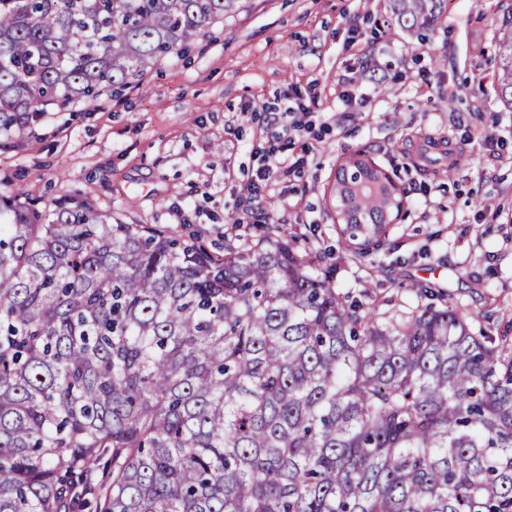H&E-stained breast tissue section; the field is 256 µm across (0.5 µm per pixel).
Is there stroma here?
<instances>
[{
  "instance_id": "35a3bbf8",
  "label": "stroma",
  "mask_w": 512,
  "mask_h": 512,
  "mask_svg": "<svg viewBox=\"0 0 512 512\" xmlns=\"http://www.w3.org/2000/svg\"><path fill=\"white\" fill-rule=\"evenodd\" d=\"M444 11L422 43L396 25L389 0H249L139 81L45 113L0 145V194L43 204L78 192L219 255L284 223L316 267L334 268L338 290L371 288L411 308L415 285L446 288L474 327L501 334L499 312L512 308V108L495 55L512 0H445ZM345 88L356 104L339 100ZM265 106L308 114L294 141L273 145L282 168L255 201L267 223L239 225L238 199L270 146ZM358 150L404 201L387 246L361 258L343 249L331 197L337 165Z\"/></svg>"
}]
</instances>
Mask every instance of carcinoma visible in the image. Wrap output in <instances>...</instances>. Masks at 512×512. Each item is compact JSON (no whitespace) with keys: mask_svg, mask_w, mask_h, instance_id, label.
<instances>
[{"mask_svg":"<svg viewBox=\"0 0 512 512\" xmlns=\"http://www.w3.org/2000/svg\"><path fill=\"white\" fill-rule=\"evenodd\" d=\"M442 0H391L433 30ZM241 0H0V139L97 100ZM512 104V27L499 38ZM358 152L346 250L403 208ZM0 196V512H512V311L495 338L441 305L331 284L288 227L250 246L127 224L78 194Z\"/></svg>","mask_w":512,"mask_h":512,"instance_id":"1","label":"carcinoma"}]
</instances>
